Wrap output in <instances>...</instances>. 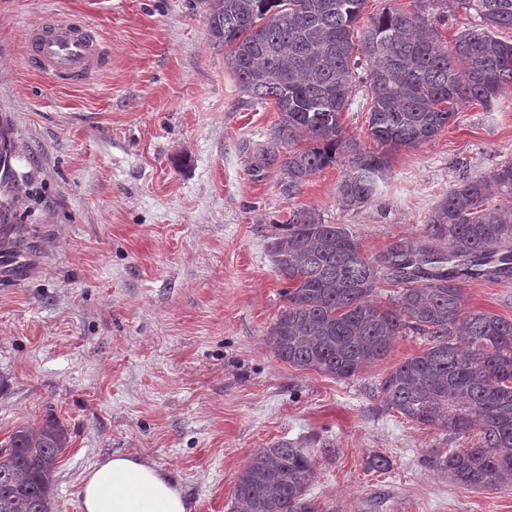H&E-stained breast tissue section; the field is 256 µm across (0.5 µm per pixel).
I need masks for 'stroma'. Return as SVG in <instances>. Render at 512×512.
<instances>
[{
  "label": "stroma",
  "mask_w": 512,
  "mask_h": 512,
  "mask_svg": "<svg viewBox=\"0 0 512 512\" xmlns=\"http://www.w3.org/2000/svg\"><path fill=\"white\" fill-rule=\"evenodd\" d=\"M96 26L107 70L84 86L30 70L27 42L51 16ZM279 114L242 93L209 35L206 0H0V136L18 177L0 189L35 252L0 263V441L52 415L71 442L51 492L81 512L84 474L115 454L169 471L192 512H231L239 472L264 448L301 443L319 512H512V486L453 484L422 460L467 448L386 410L388 370L337 380L281 362L266 333L284 301L274 225L299 205L375 258L421 239L457 181L512 161V96L462 106L434 140L391 151L373 201L344 205L346 166L296 198L277 165L252 168ZM464 307L512 318V278L467 280ZM389 466L368 468L369 456Z\"/></svg>",
  "instance_id": "stroma-1"
}]
</instances>
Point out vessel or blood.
I'll list each match as a JSON object with an SVG mask.
<instances>
[{
    "instance_id": "b4317fda",
    "label": "vessel or blood",
    "mask_w": 512,
    "mask_h": 512,
    "mask_svg": "<svg viewBox=\"0 0 512 512\" xmlns=\"http://www.w3.org/2000/svg\"><path fill=\"white\" fill-rule=\"evenodd\" d=\"M108 59L97 29L76 17L44 22L27 53L33 71L69 85L89 82Z\"/></svg>"
}]
</instances>
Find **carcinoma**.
<instances>
[{
	"label": "carcinoma",
	"instance_id": "cac0c4a2",
	"mask_svg": "<svg viewBox=\"0 0 512 512\" xmlns=\"http://www.w3.org/2000/svg\"><path fill=\"white\" fill-rule=\"evenodd\" d=\"M209 2L210 36L239 88L280 114L254 167L279 162L290 198L342 153L337 194L348 206L366 204L389 175V151L433 140L467 102L491 108L512 93V42L495 36L512 29V0L388 4L366 23V0ZM457 9L479 24L448 47L433 22ZM360 69L368 127L382 152L348 141L341 125ZM275 229L271 253L285 305L267 333L274 356L341 380L386 359L403 333L428 336L424 352L381 380V402L451 437L477 435L470 448L434 451L425 466L465 487L512 484V319L465 310L457 282L461 259L470 276L512 271V162L453 184L429 217L426 239L397 242L373 261L346 229L306 207ZM34 238L31 226L0 225V258L25 254ZM384 269L400 284L388 306L372 300ZM69 444L68 426L55 416L0 442V512H60L50 482ZM314 472L307 449L278 442L240 473L232 512H318L307 498Z\"/></svg>",
	"mask_w": 512,
	"mask_h": 512
}]
</instances>
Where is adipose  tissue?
Masks as SVG:
<instances>
[{"label":"adipose tissue","mask_w":512,"mask_h":512,"mask_svg":"<svg viewBox=\"0 0 512 512\" xmlns=\"http://www.w3.org/2000/svg\"><path fill=\"white\" fill-rule=\"evenodd\" d=\"M82 512H191L170 473L141 458L115 454L86 474Z\"/></svg>","instance_id":"ef3b65f1"}]
</instances>
